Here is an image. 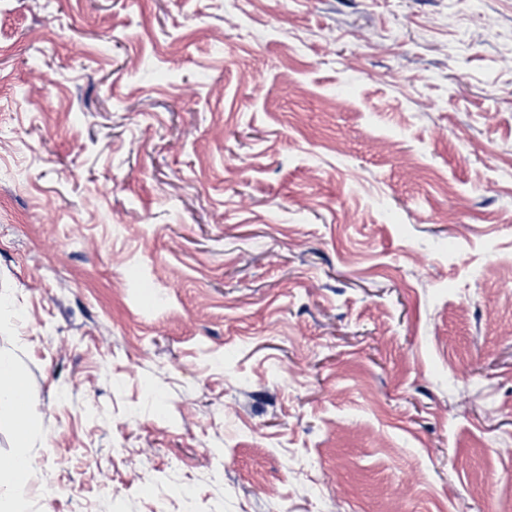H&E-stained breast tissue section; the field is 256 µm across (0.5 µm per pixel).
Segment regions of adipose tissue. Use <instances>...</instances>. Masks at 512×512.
Listing matches in <instances>:
<instances>
[{
  "label": "adipose tissue",
  "instance_id": "1",
  "mask_svg": "<svg viewBox=\"0 0 512 512\" xmlns=\"http://www.w3.org/2000/svg\"><path fill=\"white\" fill-rule=\"evenodd\" d=\"M10 420L18 450L0 456V512H26L25 487L30 458L25 451L31 422L27 414L24 378L13 356L0 352V414Z\"/></svg>",
  "mask_w": 512,
  "mask_h": 512
}]
</instances>
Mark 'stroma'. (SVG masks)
Here are the masks:
<instances>
[{
  "label": "stroma",
  "mask_w": 512,
  "mask_h": 512,
  "mask_svg": "<svg viewBox=\"0 0 512 512\" xmlns=\"http://www.w3.org/2000/svg\"><path fill=\"white\" fill-rule=\"evenodd\" d=\"M512 0H0L29 512H512Z\"/></svg>",
  "instance_id": "stroma-1"
}]
</instances>
